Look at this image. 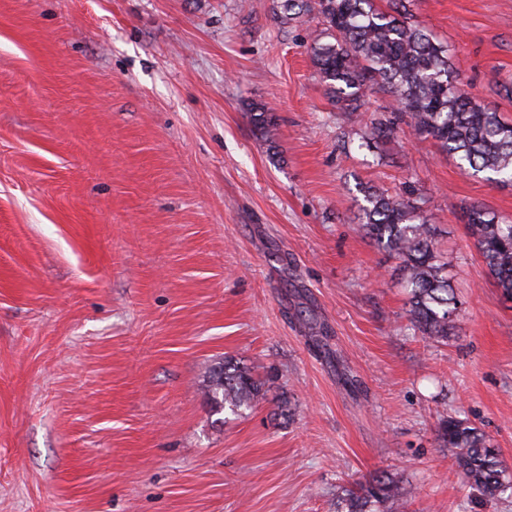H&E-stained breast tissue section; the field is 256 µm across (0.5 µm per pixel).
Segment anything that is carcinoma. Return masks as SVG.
<instances>
[{
  "instance_id": "1",
  "label": "carcinoma",
  "mask_w": 512,
  "mask_h": 512,
  "mask_svg": "<svg viewBox=\"0 0 512 512\" xmlns=\"http://www.w3.org/2000/svg\"><path fill=\"white\" fill-rule=\"evenodd\" d=\"M291 19L317 14L325 30L311 36L313 63L343 111H357L379 85L397 108L382 112L366 126V141L386 138L399 123L420 140H432L456 157L469 175L512 184V123L478 104L464 88L449 50L418 23L407 20V0H389V9L374 0H283ZM255 129L267 135L274 120L260 107L250 112ZM360 207L365 233L400 261L411 327L434 341H446L460 310L445 274L427 216L400 196L371 188ZM466 228L497 288L512 299V220L481 206L465 211ZM273 380L261 379L237 363L224 362L210 373L206 395L213 407L234 416L267 399ZM443 446L455 459L461 477L482 498L512 497V469L500 458L490 436L466 419L442 420ZM336 512H404L398 487L373 475L359 490H350Z\"/></svg>"
}]
</instances>
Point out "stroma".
Wrapping results in <instances>:
<instances>
[{
	"label": "stroma",
	"mask_w": 512,
	"mask_h": 512,
	"mask_svg": "<svg viewBox=\"0 0 512 512\" xmlns=\"http://www.w3.org/2000/svg\"><path fill=\"white\" fill-rule=\"evenodd\" d=\"M280 0H0V512H336L385 473L406 512H512L465 489L441 419L512 467V302L462 206L512 216L381 87L337 108ZM477 103L512 122V0H416ZM271 113L260 136L250 105ZM416 200L461 302L440 343L359 229ZM271 375L213 413L212 369Z\"/></svg>",
	"instance_id": "35a3bbf8"
}]
</instances>
